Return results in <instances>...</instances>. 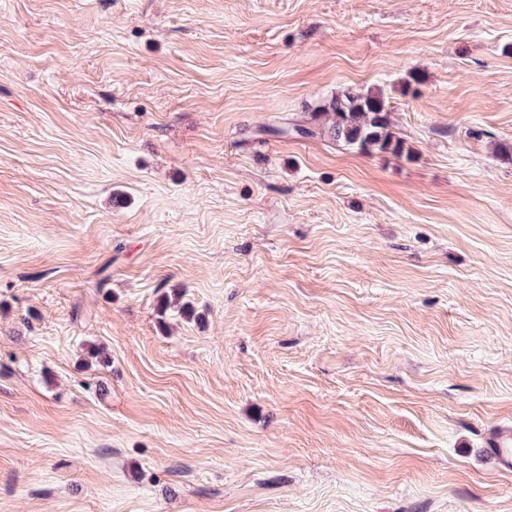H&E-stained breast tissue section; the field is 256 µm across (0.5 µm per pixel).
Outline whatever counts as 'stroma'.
<instances>
[{
  "label": "stroma",
  "mask_w": 512,
  "mask_h": 512,
  "mask_svg": "<svg viewBox=\"0 0 512 512\" xmlns=\"http://www.w3.org/2000/svg\"><path fill=\"white\" fill-rule=\"evenodd\" d=\"M496 426L512 0H0V512H512ZM311 116V123H288L275 132L304 138L327 137L336 146L361 154H410L404 140L393 130L388 101L380 88L338 93ZM167 312L175 313L180 317L190 318L194 315L192 306L184 300V295L176 291L163 295L160 302V313L165 315Z\"/></svg>",
  "instance_id": "obj_1"
}]
</instances>
